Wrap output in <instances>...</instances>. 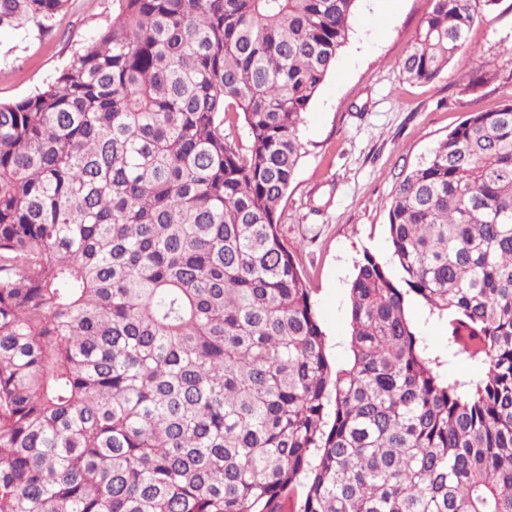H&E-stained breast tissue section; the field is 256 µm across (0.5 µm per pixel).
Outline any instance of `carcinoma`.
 <instances>
[{"label": "carcinoma", "mask_w": 512, "mask_h": 512, "mask_svg": "<svg viewBox=\"0 0 512 512\" xmlns=\"http://www.w3.org/2000/svg\"><path fill=\"white\" fill-rule=\"evenodd\" d=\"M113 2L0 103V512H512V96L395 187L337 370L277 226L357 0ZM429 2L415 83L494 0ZM67 3L0 0V28ZM411 293L479 380L441 375Z\"/></svg>", "instance_id": "1"}]
</instances>
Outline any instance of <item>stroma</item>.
Listing matches in <instances>:
<instances>
[{
  "instance_id": "35a3bbf8",
  "label": "stroma",
  "mask_w": 512,
  "mask_h": 512,
  "mask_svg": "<svg viewBox=\"0 0 512 512\" xmlns=\"http://www.w3.org/2000/svg\"><path fill=\"white\" fill-rule=\"evenodd\" d=\"M428 0H358L339 52L299 125L304 145L278 234L311 290L333 364L350 358V283L364 254L392 261L387 205L402 171L456 127L471 107L491 110L512 81V0L483 10L463 50L426 84L407 82L400 63ZM112 0H69L49 30L0 29V100L47 87L70 56L112 18ZM406 316L449 381L480 371L448 346L446 319L408 295Z\"/></svg>"
}]
</instances>
